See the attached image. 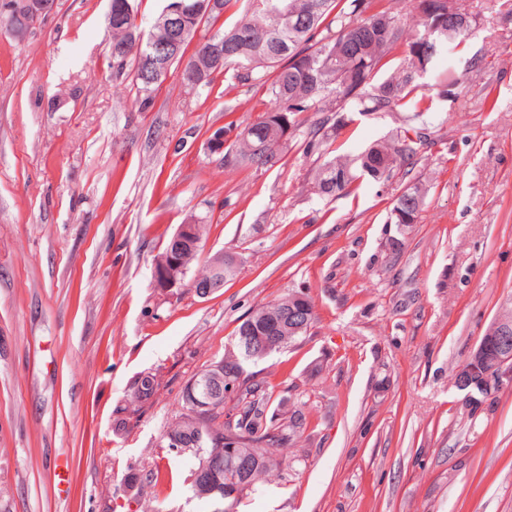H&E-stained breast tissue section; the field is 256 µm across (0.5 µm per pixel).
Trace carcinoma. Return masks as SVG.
Segmentation results:
<instances>
[{
    "mask_svg": "<svg viewBox=\"0 0 512 512\" xmlns=\"http://www.w3.org/2000/svg\"><path fill=\"white\" fill-rule=\"evenodd\" d=\"M235 0H165L164 9L176 4L199 8L203 15L181 41L179 56H184L203 23H216ZM245 15L229 29H217L206 34L190 55L183 82L192 88L208 87L214 75L224 73L239 83L266 86L273 102L269 110L243 131L230 123L224 134H235L232 148L221 152L226 165L245 164L257 168L272 167L282 154L295 143L300 129L298 115L303 112H394L406 113V128L387 139L369 145L351 162L332 154L328 149L318 153L312 175L311 189L315 194L336 198L349 195L359 179L382 181L383 174L398 171L408 177L403 192L395 199L390 211V223L410 229L418 222L421 207L431 190L430 184L412 175L421 150L431 143V107L421 89L418 64L423 55L434 51L439 55L460 36L469 32L477 15L471 11L469 25L448 33V0H430L431 11L423 8L425 0H418V16L407 24L396 13L385 9L366 14L370 0H245ZM288 14L305 20L300 28H290L281 15L282 6ZM110 8L125 9L121 22L112 24L110 47L122 49V57L112 61V76L116 79L131 78L139 94V106L147 108L151 94L160 85L152 77L162 60L158 48L167 44L170 35L157 18L152 30L144 34L135 23L133 0H111ZM224 43V59L215 64L203 54L202 47L209 43ZM403 47L396 59L393 72L378 77L385 60L397 47ZM206 225L196 224L195 233L179 241L169 240L164 251H179L181 266L190 268L198 258ZM205 275L217 276L225 281L236 276V255L226 251L224 259H209ZM291 292L249 313L238 326L236 335L250 323L269 324L291 303ZM297 314L312 326L316 320L315 305L309 295L294 305ZM224 374H242L240 388L224 395L220 411L207 412L195 409L194 396L210 387L209 368L194 374L182 391L183 412L168 432L185 437L194 447L202 450L196 457L212 453L224 459L222 485H235V470L230 464L243 454L252 468L251 487H256L273 472L281 462L270 461L266 455L271 448H280L294 440L303 431L305 418L301 410L287 404L285 398H276L274 386L251 371L257 360L247 357L238 341L225 349ZM474 382L461 389V405L474 412L481 407L490 410L496 394L503 387H483L482 376L495 375L493 365L476 366ZM131 407L125 412L134 415L155 393L149 378L131 382ZM167 474L155 470L147 475L132 469L124 478L128 489L140 493L143 483L155 485L165 482Z\"/></svg>",
    "mask_w": 512,
    "mask_h": 512,
    "instance_id": "cac0c4a2",
    "label": "carcinoma"
}]
</instances>
